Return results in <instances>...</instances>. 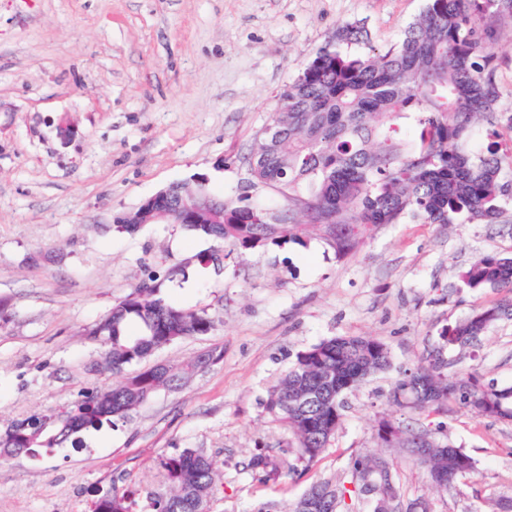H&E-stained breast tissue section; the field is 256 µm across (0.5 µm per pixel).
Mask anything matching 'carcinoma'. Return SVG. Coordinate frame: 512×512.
Listing matches in <instances>:
<instances>
[{
  "instance_id": "1",
  "label": "carcinoma",
  "mask_w": 512,
  "mask_h": 512,
  "mask_svg": "<svg viewBox=\"0 0 512 512\" xmlns=\"http://www.w3.org/2000/svg\"><path fill=\"white\" fill-rule=\"evenodd\" d=\"M512 18V0H426L401 37L385 51L347 49L366 44L363 26L347 24L321 47L281 95L269 125L247 157L246 190L224 200V211L203 210L180 218L195 233L253 250L303 244L314 235L345 257L367 233L382 224L408 219L424 224L494 222L512 198V154L492 136L485 147H468L470 129L494 123L501 91L494 78L492 21ZM277 191L281 206L250 202L248 189ZM168 205L177 210L189 196L184 183L169 185ZM470 288H512V258L483 255L462 274ZM161 283H139L86 330L85 339L105 350L110 371L121 375L112 386L82 393L71 404L12 422L0 438V463L25 453L37 456L66 444L79 447L81 434L125 421L153 394L176 390L224 349L215 346L181 364L154 365L126 373L152 352L179 339L204 335L214 320L203 309H177L160 297ZM512 304L477 312L445 328L444 345L467 348ZM448 361L433 349L426 361L402 372L393 403L403 411L440 415L456 403L476 416L512 420V385L484 382L471 371L455 381L445 374ZM391 367L388 345L375 336H339L297 353L288 371L273 384L266 410L288 432L294 459L254 458L250 467L270 477L293 475L298 464L318 458L336 435L347 395ZM431 434L381 420L378 438L388 448L408 452L437 489L448 491L475 471L464 449L449 443L427 447ZM167 493L148 497L149 512H209L218 490L215 462L201 449H186L159 460ZM349 480L320 478L277 512H348L347 500L373 503L385 512H432L424 498L403 503L401 490L384 455L359 456ZM134 492L112 487L91 512H132Z\"/></svg>"
}]
</instances>
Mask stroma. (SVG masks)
Masks as SVG:
<instances>
[{"label": "stroma", "instance_id": "obj_1", "mask_svg": "<svg viewBox=\"0 0 512 512\" xmlns=\"http://www.w3.org/2000/svg\"><path fill=\"white\" fill-rule=\"evenodd\" d=\"M424 0H0V431L112 385L89 371L83 333L140 282H163L177 308L207 309L206 335L155 351L179 364L211 346L221 362L177 391H159L126 422L83 433L81 447L0 465V512H88L112 486L164 488L159 458L213 457L211 512H256L300 495L356 457L386 453L405 500L434 512H492L512 498V422L452 404L435 436L464 448L474 474L436 491L406 452L384 448L380 419L401 421L389 394L443 328L512 290L471 289L461 275L485 254L512 256V202L496 223L408 220L372 231L346 257L319 238L240 252L177 224L116 231L122 213L171 183L202 177L218 197L242 192L255 137L279 97L338 26L364 24L386 49ZM74 134L61 140L57 127ZM222 250L224 268L205 258ZM334 336H375L392 365L348 397L334 439L310 467L265 479L253 456L292 458L264 409L296 354ZM447 373L477 370L512 385V316L472 347L446 349Z\"/></svg>", "mask_w": 512, "mask_h": 512}]
</instances>
